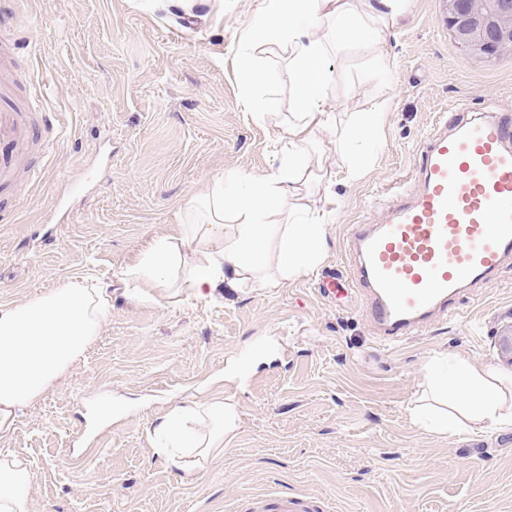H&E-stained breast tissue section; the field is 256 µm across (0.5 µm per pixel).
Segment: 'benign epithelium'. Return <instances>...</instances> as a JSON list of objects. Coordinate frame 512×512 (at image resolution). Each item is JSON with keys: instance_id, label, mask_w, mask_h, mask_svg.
Wrapping results in <instances>:
<instances>
[{"instance_id": "7a95c632", "label": "benign epithelium", "mask_w": 512, "mask_h": 512, "mask_svg": "<svg viewBox=\"0 0 512 512\" xmlns=\"http://www.w3.org/2000/svg\"><path fill=\"white\" fill-rule=\"evenodd\" d=\"M445 21L465 56L489 62L512 54V0H443Z\"/></svg>"}]
</instances>
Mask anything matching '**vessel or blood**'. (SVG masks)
I'll return each mask as SVG.
<instances>
[{
  "instance_id": "b4317fda",
  "label": "vessel or blood",
  "mask_w": 512,
  "mask_h": 512,
  "mask_svg": "<svg viewBox=\"0 0 512 512\" xmlns=\"http://www.w3.org/2000/svg\"><path fill=\"white\" fill-rule=\"evenodd\" d=\"M0 108V142L28 137ZM378 219L350 225L348 275L380 342L418 334L453 311L465 288L512 258V114L450 109L424 136L409 178L387 185ZM258 512H313L309 496L280 493Z\"/></svg>"
}]
</instances>
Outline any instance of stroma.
Instances as JSON below:
<instances>
[{"label":"stroma","instance_id":"35a3bbf8","mask_svg":"<svg viewBox=\"0 0 512 512\" xmlns=\"http://www.w3.org/2000/svg\"><path fill=\"white\" fill-rule=\"evenodd\" d=\"M255 0H0V83L41 142L20 150L0 185V303L75 278L108 288L100 333L0 438L31 469L29 512H251L273 490L326 498L331 512H512V429L444 435L410 409L433 352L466 353L512 375L499 338L512 326V258L419 335L380 345L356 298L317 289L348 270V225L374 214L387 183L411 173L418 146L451 106L512 113V55L466 59L442 0H409L372 51L331 58L342 112H385L377 159L344 178L331 132L310 146L332 177L321 265L278 288H217L197 299L167 288L144 303L121 273L153 239L176 233L216 177L262 176L281 163L294 108L288 51L257 49L265 83L245 88L239 36ZM42 87L40 106L30 104ZM277 112L253 116L266 95ZM85 190L69 223L52 221L68 178ZM239 377L225 381L229 358ZM231 396L239 421L223 454L183 483L148 432L171 406Z\"/></svg>","mask_w":512,"mask_h":512}]
</instances>
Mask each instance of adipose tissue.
I'll list each match as a JSON object with an SVG mask.
<instances>
[{"instance_id": "ef3b65f1", "label": "adipose tissue", "mask_w": 512, "mask_h": 512, "mask_svg": "<svg viewBox=\"0 0 512 512\" xmlns=\"http://www.w3.org/2000/svg\"><path fill=\"white\" fill-rule=\"evenodd\" d=\"M255 22L240 41L257 46L259 34L276 36L288 49V78L295 110L282 140L284 162L256 178L250 192L216 179L190 210L177 234L152 240L122 274L135 298L151 301V289L183 288L207 298L216 288H273L315 268L326 253L330 214L307 182L328 177L306 147L314 132L336 136V155L348 181L362 178L376 158L380 112H355L340 121L329 94L336 82L328 61L354 46L367 49L397 27L406 0H255ZM286 221L271 213L284 200ZM108 300L103 289L69 282L21 304L0 303V436L86 351L98 335ZM427 397L411 408L412 419L440 434L512 428V377L462 354L447 366L425 368ZM232 401L177 405L154 428L172 465L186 482L196 480L213 453L236 428ZM32 474L22 461L0 460V512H29Z\"/></svg>"}]
</instances>
